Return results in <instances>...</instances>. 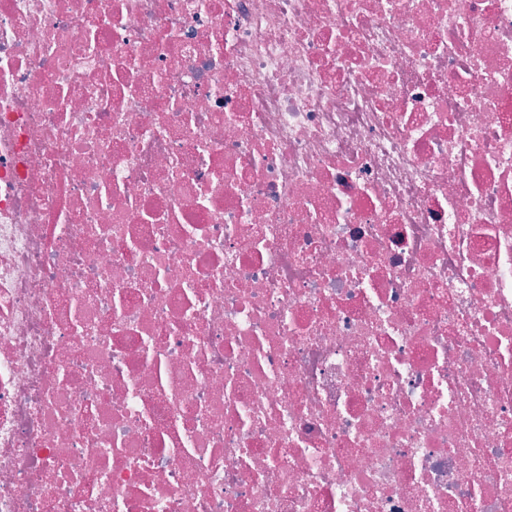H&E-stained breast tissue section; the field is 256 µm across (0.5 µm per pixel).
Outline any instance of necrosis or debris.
Listing matches in <instances>:
<instances>
[{
  "label": "necrosis or debris",
  "mask_w": 512,
  "mask_h": 512,
  "mask_svg": "<svg viewBox=\"0 0 512 512\" xmlns=\"http://www.w3.org/2000/svg\"><path fill=\"white\" fill-rule=\"evenodd\" d=\"M0 512H512V0H0Z\"/></svg>",
  "instance_id": "necrosis-or-debris-1"
}]
</instances>
